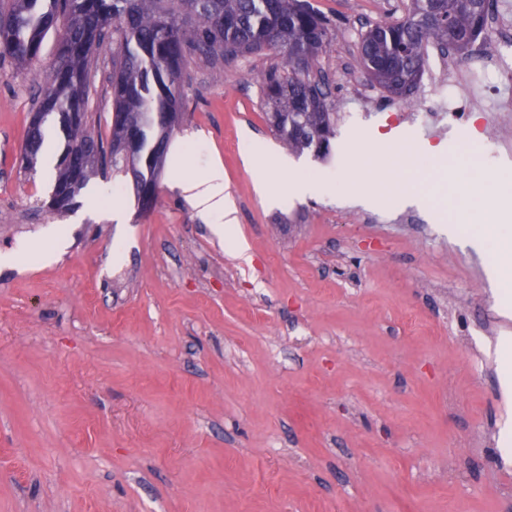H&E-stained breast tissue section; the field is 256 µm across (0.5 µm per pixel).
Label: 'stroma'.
<instances>
[{
  "instance_id": "obj_1",
  "label": "stroma",
  "mask_w": 512,
  "mask_h": 512,
  "mask_svg": "<svg viewBox=\"0 0 512 512\" xmlns=\"http://www.w3.org/2000/svg\"><path fill=\"white\" fill-rule=\"evenodd\" d=\"M330 41L311 74L329 79L336 135L326 156L274 134L265 49L190 59L183 118L143 209L131 176L105 171L67 213L38 206L64 139L55 121L34 170L20 154L55 54L0 60V253L68 239L55 260L0 268V512H512V228L459 216L448 167L470 140L411 120L389 125L365 77L370 25L410 0H309ZM113 45L91 66L87 112L109 139ZM249 129L288 168L343 185L365 136L420 149L412 190L426 210L311 197L272 205L255 187ZM224 165L234 235L220 240L181 178ZM121 206L123 223L102 214ZM479 225L480 246L453 230ZM420 325L409 328L408 315Z\"/></svg>"
}]
</instances>
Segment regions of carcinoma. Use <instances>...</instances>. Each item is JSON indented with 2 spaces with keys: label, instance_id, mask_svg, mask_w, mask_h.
<instances>
[{
  "label": "carcinoma",
  "instance_id": "carcinoma-1",
  "mask_svg": "<svg viewBox=\"0 0 512 512\" xmlns=\"http://www.w3.org/2000/svg\"><path fill=\"white\" fill-rule=\"evenodd\" d=\"M495 0H411L401 19L369 27L360 55L370 80L388 96L409 93L395 72L421 81L429 45L465 50L481 33ZM57 34L55 59L38 111L61 114L67 128L52 213L70 209L72 194L107 164L131 173L136 193L148 190L164 167L181 116L178 91L193 56L222 60L264 48L302 55L288 75L270 71L264 97L271 126L297 151L328 148L336 113L327 105L328 80L310 76V62L329 42L327 20L306 0H9L0 9V59L30 67L46 36ZM112 58L109 148L90 131L86 110L92 58L102 46ZM111 157H106V154Z\"/></svg>",
  "mask_w": 512,
  "mask_h": 512
}]
</instances>
